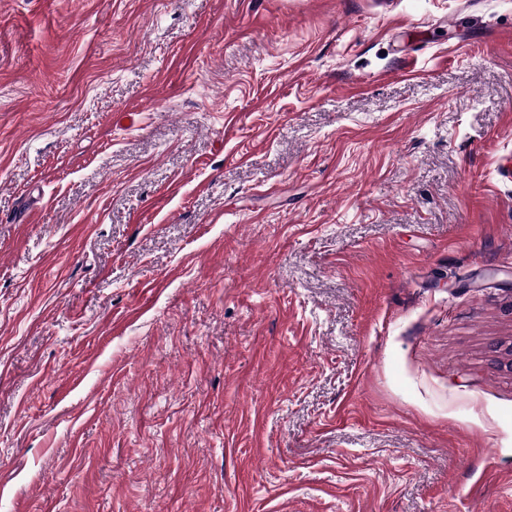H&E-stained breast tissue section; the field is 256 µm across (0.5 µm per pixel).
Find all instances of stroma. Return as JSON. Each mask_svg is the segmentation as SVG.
I'll use <instances>...</instances> for the list:
<instances>
[{
    "mask_svg": "<svg viewBox=\"0 0 512 512\" xmlns=\"http://www.w3.org/2000/svg\"><path fill=\"white\" fill-rule=\"evenodd\" d=\"M509 160L512 0H0V512H512Z\"/></svg>",
    "mask_w": 512,
    "mask_h": 512,
    "instance_id": "1",
    "label": "stroma"
}]
</instances>
